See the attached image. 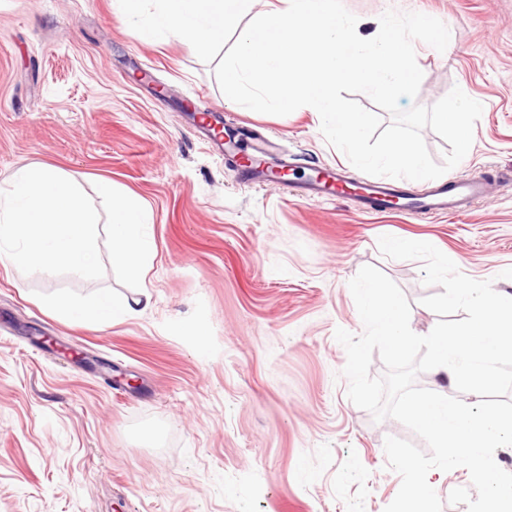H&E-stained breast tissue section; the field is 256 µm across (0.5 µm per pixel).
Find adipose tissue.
<instances>
[{"instance_id":"obj_1","label":"adipose tissue","mask_w":512,"mask_h":512,"mask_svg":"<svg viewBox=\"0 0 512 512\" xmlns=\"http://www.w3.org/2000/svg\"><path fill=\"white\" fill-rule=\"evenodd\" d=\"M249 0H157L156 11L139 27L143 40L168 32L206 54L224 38L225 24L235 19ZM99 191L111 201L109 224L112 261L129 274L145 277L155 245L149 209L130 197L115 194L111 182ZM98 228L88 200L71 180L50 167L16 170L7 189H0V267H28L41 272L70 265L91 271L98 261ZM151 295L120 298L97 292L86 301L58 298L47 310L72 321L109 324L144 313Z\"/></svg>"}]
</instances>
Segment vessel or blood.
Here are the masks:
<instances>
[{
	"label": "vessel or blood",
	"instance_id": "1",
	"mask_svg": "<svg viewBox=\"0 0 512 512\" xmlns=\"http://www.w3.org/2000/svg\"><path fill=\"white\" fill-rule=\"evenodd\" d=\"M275 150L272 141H260L257 148L249 154L246 171L256 178L270 179L282 166ZM347 180L348 176L341 168L317 170L300 184L298 195L306 201L332 198ZM491 187V182L480 173L467 177L448 175L423 193L410 187L365 182L355 197V203L358 210L363 212L383 211L397 204L413 215L445 212L455 214L464 211L474 201L487 198Z\"/></svg>",
	"mask_w": 512,
	"mask_h": 512
}]
</instances>
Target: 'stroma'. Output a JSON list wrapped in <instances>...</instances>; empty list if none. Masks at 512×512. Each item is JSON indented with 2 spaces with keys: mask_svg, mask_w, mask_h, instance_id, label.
Wrapping results in <instances>:
<instances>
[{
  "mask_svg": "<svg viewBox=\"0 0 512 512\" xmlns=\"http://www.w3.org/2000/svg\"><path fill=\"white\" fill-rule=\"evenodd\" d=\"M343 2L365 39L390 9L442 21L447 49L417 43L423 80L399 106L460 87L483 111L456 174L512 171V0ZM268 3L202 55L168 34L143 41L115 0H0V186L20 167H54L104 214L97 181L111 180L149 207L155 242L142 280L113 265L104 237L87 278L0 269V512H384L401 484L386 437L421 439L347 396L335 331L364 330L350 280L377 267L408 299L411 329L432 331L439 317L421 300L441 288L423 284L421 261L381 254L393 235L512 295V184L453 215H365L348 197L242 181L194 132L186 101L279 137L296 181L337 164L364 180L307 107L263 114L221 91L215 67ZM143 285L151 308L109 326L41 306ZM176 324L205 326L204 347Z\"/></svg>",
  "mask_w": 512,
  "mask_h": 512,
  "instance_id": "35a3bbf8",
  "label": "stroma"
}]
</instances>
